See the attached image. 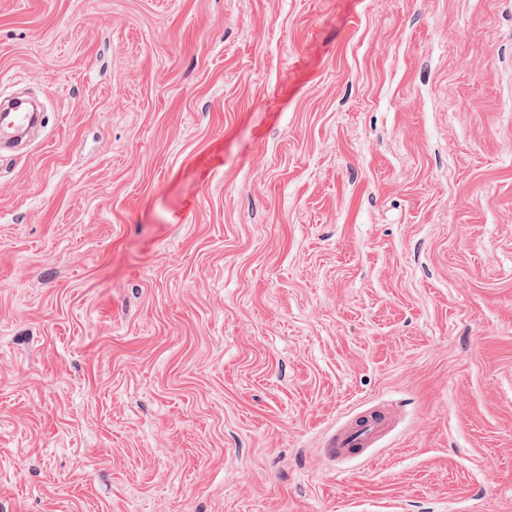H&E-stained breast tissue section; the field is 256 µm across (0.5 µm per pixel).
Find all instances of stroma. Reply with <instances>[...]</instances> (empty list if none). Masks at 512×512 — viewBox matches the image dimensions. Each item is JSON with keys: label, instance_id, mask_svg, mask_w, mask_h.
Segmentation results:
<instances>
[{"label": "stroma", "instance_id": "obj_1", "mask_svg": "<svg viewBox=\"0 0 512 512\" xmlns=\"http://www.w3.org/2000/svg\"><path fill=\"white\" fill-rule=\"evenodd\" d=\"M18 93L0 512H512V0H0ZM9 116L11 120L0 129L1 142L17 139L37 121V114L33 112H10ZM391 426V419L386 412H376L338 432L329 444L331 454L350 456L359 448H369L377 442Z\"/></svg>", "mask_w": 512, "mask_h": 512}]
</instances>
